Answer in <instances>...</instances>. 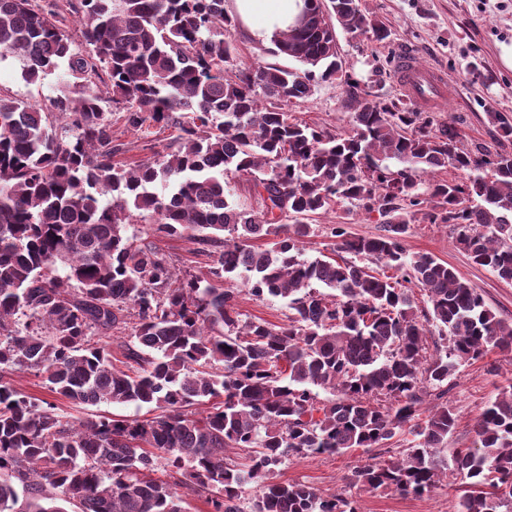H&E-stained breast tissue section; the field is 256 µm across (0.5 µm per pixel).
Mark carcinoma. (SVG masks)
<instances>
[{
  "label": "carcinoma",
  "instance_id": "carcinoma-1",
  "mask_svg": "<svg viewBox=\"0 0 512 512\" xmlns=\"http://www.w3.org/2000/svg\"><path fill=\"white\" fill-rule=\"evenodd\" d=\"M303 2L310 24L271 40L304 66L289 71L234 63L225 0H0V52L22 57L23 79L63 64L76 79L35 103L0 91V512H184L180 488L211 512H242L251 482L248 512H360L343 493L272 480L287 456L353 448L376 450L350 477L366 490L422 496L446 473L448 379L460 361L511 351L512 322L447 263L408 253L403 235L443 224L511 283L512 153L464 149L455 127L366 89L347 99L348 133L292 119L282 103L343 73L336 28L389 37L358 0ZM104 101L134 131L177 129V145L133 166L114 160ZM450 167L461 179L420 198V177ZM236 177L261 212L228 200ZM338 200L378 213L381 233L335 224L351 258L303 257L306 219ZM145 220L154 236L197 244L207 275H178L128 234ZM243 292L287 301L289 324L241 319ZM115 332L128 333L123 369ZM25 371L73 406L157 415L68 416L13 386ZM319 388L335 397L320 402ZM474 432L453 456L456 512H512L511 384ZM398 434L406 448L384 458Z\"/></svg>",
  "mask_w": 512,
  "mask_h": 512
}]
</instances>
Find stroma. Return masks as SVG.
<instances>
[{
    "instance_id": "35a3bbf8",
    "label": "stroma",
    "mask_w": 512,
    "mask_h": 512,
    "mask_svg": "<svg viewBox=\"0 0 512 512\" xmlns=\"http://www.w3.org/2000/svg\"><path fill=\"white\" fill-rule=\"evenodd\" d=\"M359 5L390 32L382 43L364 34L338 33V55L360 87L371 88L384 101L401 102L395 60L405 53L413 55L421 64L441 70L456 91L453 98L433 111L435 122L454 125L464 148L482 145L492 151L512 153V141L499 142L488 118L489 113L497 112L512 121V0H359ZM22 69L20 56L1 55L0 90L35 102L67 86L66 80L55 74L36 84L27 83ZM348 94L345 81H323L311 98L289 104L288 110L300 122L342 134L351 128L345 107ZM175 135L174 129L158 128L146 137L127 128L120 112L112 114V142L119 145L120 156L126 160H144L167 150ZM334 224L345 225L358 237L379 232L376 216L367 215L348 202H336L313 221V232L303 242L305 257L332 255L336 240L330 227ZM146 241L177 268L200 276L206 274L207 258L199 255L195 244L188 240L150 235ZM404 245L409 252L430 254L455 268L483 295L489 309L512 321V282L501 281L489 269L472 263L444 225L412 224ZM13 384L23 393L55 403L62 411L81 419L114 414L146 420L152 416L147 408L133 405L72 406L31 373L15 374ZM510 384L512 351L494 349L482 359L457 366L448 385V405L456 416V427L448 436V450L471 447L480 413ZM365 458L360 448L332 456H291L276 467L275 479L305 481L324 494L350 489L361 512H454L456 485L449 481L421 496L350 488L349 477Z\"/></svg>"
}]
</instances>
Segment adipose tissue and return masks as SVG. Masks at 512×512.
I'll return each mask as SVG.
<instances>
[{"label": "adipose tissue", "instance_id": "obj_1", "mask_svg": "<svg viewBox=\"0 0 512 512\" xmlns=\"http://www.w3.org/2000/svg\"><path fill=\"white\" fill-rule=\"evenodd\" d=\"M302 0H231L230 12L254 40L270 41L275 33L287 30Z\"/></svg>", "mask_w": 512, "mask_h": 512}]
</instances>
